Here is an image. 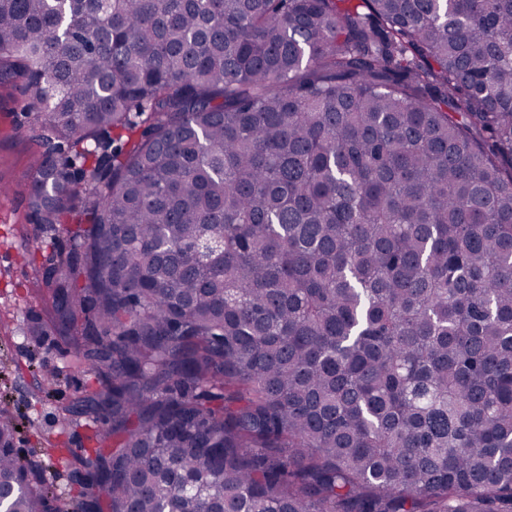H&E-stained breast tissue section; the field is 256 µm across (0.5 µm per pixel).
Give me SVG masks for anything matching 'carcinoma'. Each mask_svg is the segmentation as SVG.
I'll list each match as a JSON object with an SVG mask.
<instances>
[{
  "label": "carcinoma",
  "instance_id": "1",
  "mask_svg": "<svg viewBox=\"0 0 512 512\" xmlns=\"http://www.w3.org/2000/svg\"><path fill=\"white\" fill-rule=\"evenodd\" d=\"M70 159L39 288L96 486L12 512H512V0H0Z\"/></svg>",
  "mask_w": 512,
  "mask_h": 512
}]
</instances>
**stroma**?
<instances>
[{
  "label": "stroma",
  "mask_w": 512,
  "mask_h": 512,
  "mask_svg": "<svg viewBox=\"0 0 512 512\" xmlns=\"http://www.w3.org/2000/svg\"><path fill=\"white\" fill-rule=\"evenodd\" d=\"M23 87L0 81V406H8L19 430L17 456L41 460L43 478L55 495H80L94 485L72 479V456L94 451L95 433L105 420L65 414L75 391H95L100 383L77 364L68 325L51 298L35 288L34 264L68 251L67 227L36 223L28 194L35 159L46 157L45 137L26 115Z\"/></svg>",
  "instance_id": "35a3bbf8"
}]
</instances>
